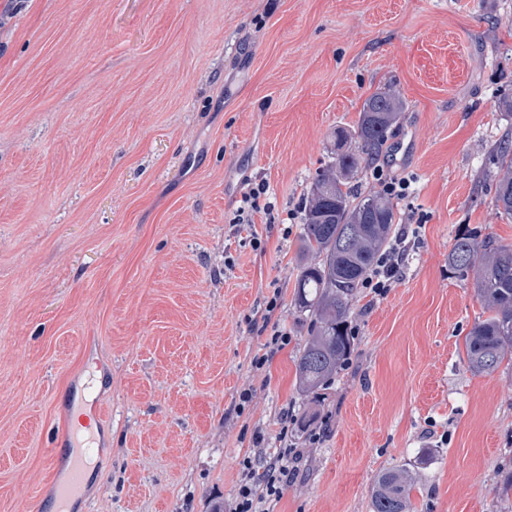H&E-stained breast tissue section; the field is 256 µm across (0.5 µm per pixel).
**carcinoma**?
Masks as SVG:
<instances>
[{"mask_svg":"<svg viewBox=\"0 0 512 512\" xmlns=\"http://www.w3.org/2000/svg\"><path fill=\"white\" fill-rule=\"evenodd\" d=\"M405 103L393 87L368 97L351 128L336 130V152L316 173L304 202L300 248L310 256L297 279L296 308L310 319L308 338L295 358L299 384L312 393L338 374L350 353L347 325L357 288L377 255L390 243L396 221L393 200L364 194L354 176L386 145ZM352 138L355 147L343 149ZM499 177L493 204L512 220V142L496 147ZM448 267L469 282L487 316L464 338L465 362L475 375L512 366V244L492 236L462 235L448 252ZM415 474L395 465L380 472L371 495V512H417L411 493Z\"/></svg>","mask_w":512,"mask_h":512,"instance_id":"obj_1","label":"carcinoma"}]
</instances>
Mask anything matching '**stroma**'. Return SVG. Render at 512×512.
I'll return each mask as SVG.
<instances>
[{"label": "stroma", "instance_id": "stroma-1", "mask_svg": "<svg viewBox=\"0 0 512 512\" xmlns=\"http://www.w3.org/2000/svg\"><path fill=\"white\" fill-rule=\"evenodd\" d=\"M383 153L419 228L400 281L357 293L352 365L303 393L294 305L303 202L337 128L386 86ZM512 0H0V512L50 501L72 402L104 428L75 512H214L243 425H323L279 512H371L377 474L419 473V512L512 506V368L472 374L484 309L448 268L455 236L512 243L492 198L512 140ZM290 232L231 220L244 179ZM279 287L291 342L251 360ZM246 416L234 406L243 389Z\"/></svg>", "mask_w": 512, "mask_h": 512}]
</instances>
